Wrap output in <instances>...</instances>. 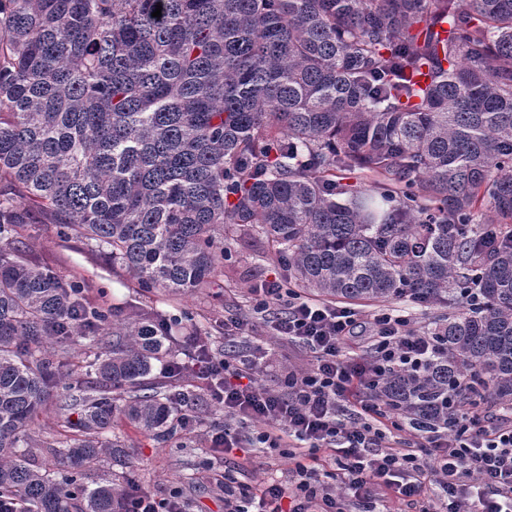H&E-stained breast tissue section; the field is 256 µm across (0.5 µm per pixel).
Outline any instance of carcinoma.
Wrapping results in <instances>:
<instances>
[{
  "instance_id": "1",
  "label": "carcinoma",
  "mask_w": 512,
  "mask_h": 512,
  "mask_svg": "<svg viewBox=\"0 0 512 512\" xmlns=\"http://www.w3.org/2000/svg\"><path fill=\"white\" fill-rule=\"evenodd\" d=\"M355 168L369 187L336 182ZM27 224L171 295L254 230L325 298L459 301L426 372L379 394L412 428L444 424L459 383V408L512 404V0H0V496L123 512L114 423L176 431L185 394L155 374L174 337L19 259ZM89 333L100 381L81 387L48 342ZM48 403L74 436L40 466ZM105 456L121 471L90 489Z\"/></svg>"
}]
</instances>
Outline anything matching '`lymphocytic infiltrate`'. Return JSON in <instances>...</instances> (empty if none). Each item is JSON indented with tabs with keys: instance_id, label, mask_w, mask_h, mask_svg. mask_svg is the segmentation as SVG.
Returning a JSON list of instances; mask_svg holds the SVG:
<instances>
[{
	"instance_id": "f902f5d3",
	"label": "lymphocytic infiltrate",
	"mask_w": 512,
	"mask_h": 512,
	"mask_svg": "<svg viewBox=\"0 0 512 512\" xmlns=\"http://www.w3.org/2000/svg\"><path fill=\"white\" fill-rule=\"evenodd\" d=\"M274 306L277 336L312 354L307 370L284 375L283 391L256 384L260 355L217 357L201 344L193 359L205 395L224 407L226 425L212 432L213 447L258 446L295 461L289 474L255 490L225 473L224 512H345L349 498L365 512H388L391 493L412 512H512V415L462 409L448 428L405 439L375 394L393 371L424 370L435 352L433 337L416 333L402 315L365 318L351 308L300 300L278 281L254 290V313ZM364 323L373 331L371 344L362 356L347 357L342 348ZM244 421L260 427L239 431ZM436 482L445 485L446 500L429 495Z\"/></svg>"
}]
</instances>
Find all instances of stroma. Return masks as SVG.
I'll return each instance as SVG.
<instances>
[{"instance_id": "obj_1", "label": "stroma", "mask_w": 512, "mask_h": 512, "mask_svg": "<svg viewBox=\"0 0 512 512\" xmlns=\"http://www.w3.org/2000/svg\"><path fill=\"white\" fill-rule=\"evenodd\" d=\"M20 239L25 259L50 267L66 280L83 283L88 302L104 305L118 317L155 309L182 322L193 321L199 339L218 356L241 351L251 343H266L272 350V360L255 375L257 384L263 388L278 390L284 373L308 365L302 345L280 339L263 316L251 312L253 288L284 276L278 257L255 234L225 237L224 261L211 287L186 296L140 288L120 266L80 239L66 235L60 225H26ZM242 319L249 323L247 333L225 337V325ZM175 385L187 387L189 400L185 408L201 418L195 431H178L173 439L161 443L140 433L126 420L118 422L130 445L132 476L141 489H176L186 496L191 512H224V489L216 481L223 470H232L240 482L255 487L293 468L294 461L288 456H267L255 448L229 455L212 452L208 433L223 426L222 406L203 396L196 386L187 385L185 376H178Z\"/></svg>"}]
</instances>
